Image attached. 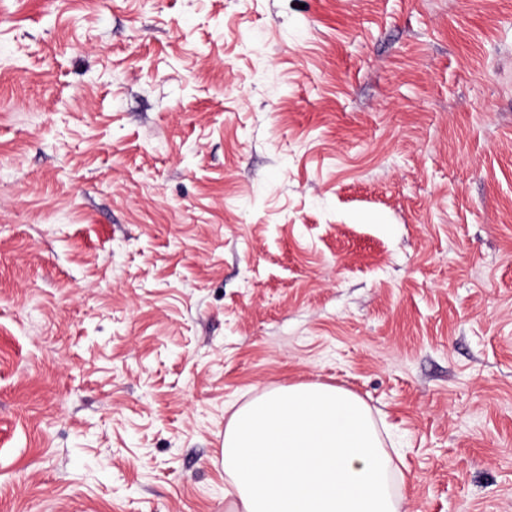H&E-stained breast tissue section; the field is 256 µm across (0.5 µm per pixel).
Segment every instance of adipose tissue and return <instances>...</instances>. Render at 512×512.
<instances>
[{
	"mask_svg": "<svg viewBox=\"0 0 512 512\" xmlns=\"http://www.w3.org/2000/svg\"><path fill=\"white\" fill-rule=\"evenodd\" d=\"M228 512H400L392 459L356 394L307 383L261 393L224 428Z\"/></svg>",
	"mask_w": 512,
	"mask_h": 512,
	"instance_id": "1",
	"label": "adipose tissue"
}]
</instances>
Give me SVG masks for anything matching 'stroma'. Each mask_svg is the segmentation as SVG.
<instances>
[{
    "label": "stroma",
    "instance_id": "35a3bbf8",
    "mask_svg": "<svg viewBox=\"0 0 512 512\" xmlns=\"http://www.w3.org/2000/svg\"><path fill=\"white\" fill-rule=\"evenodd\" d=\"M300 382L512 512V0H0V512H227Z\"/></svg>",
    "mask_w": 512,
    "mask_h": 512
}]
</instances>
